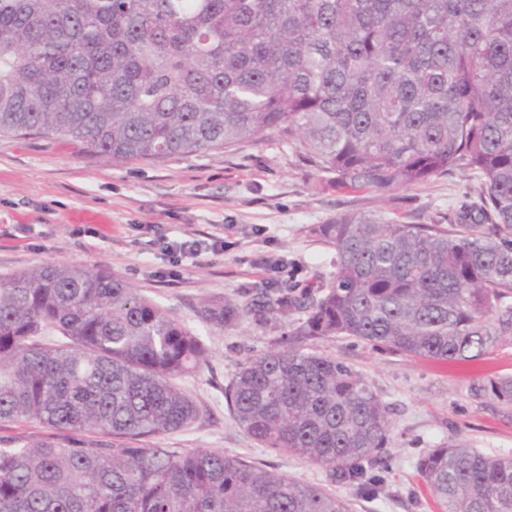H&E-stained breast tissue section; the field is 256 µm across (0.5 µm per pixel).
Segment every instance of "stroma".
Instances as JSON below:
<instances>
[{
  "instance_id": "obj_1",
  "label": "stroma",
  "mask_w": 512,
  "mask_h": 512,
  "mask_svg": "<svg viewBox=\"0 0 512 512\" xmlns=\"http://www.w3.org/2000/svg\"><path fill=\"white\" fill-rule=\"evenodd\" d=\"M478 200L477 179L461 171L386 192L339 188L273 137L234 152L154 164L88 157L64 138L2 136L0 277L48 263L107 269L203 337L207 366L177 382L201 415L183 430L151 438L152 446L220 451L330 488L350 499L354 512H438L415 476L420 455L451 438L483 453H512V410L493 395L468 393L475 379L512 375V336L468 362L394 353L348 336L310 341L314 351L361 372L391 410L390 472L383 494L366 500L329 481L325 468L261 448L230 414L225 386L247 359L277 349L290 320L255 317L219 331L201 322L195 307L205 296L330 279L335 252L313 229L337 216L448 225ZM80 211L98 215V222H70ZM154 224L172 241L189 234L208 244L220 237L224 245L173 277Z\"/></svg>"
}]
</instances>
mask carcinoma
I'll return each mask as SVG.
<instances>
[{"label":"carcinoma","mask_w":512,"mask_h":512,"mask_svg":"<svg viewBox=\"0 0 512 512\" xmlns=\"http://www.w3.org/2000/svg\"><path fill=\"white\" fill-rule=\"evenodd\" d=\"M166 162L277 137L336 186L389 191L454 169L481 203L456 222L343 215L313 228L325 283L200 300L223 330L301 314L225 397L258 444L378 496L389 406L310 340L351 336L451 361L512 336V0H0V136ZM202 337L110 271L0 278V512H349L324 488L222 452L133 447L200 416L174 380ZM512 406V375L475 382ZM98 432L112 436L103 442ZM440 512H512V455L450 439L417 463ZM51 430L30 421L19 420L15 422H0V440H13L16 438H34L50 434Z\"/></svg>","instance_id":"cac0c4a2"}]
</instances>
